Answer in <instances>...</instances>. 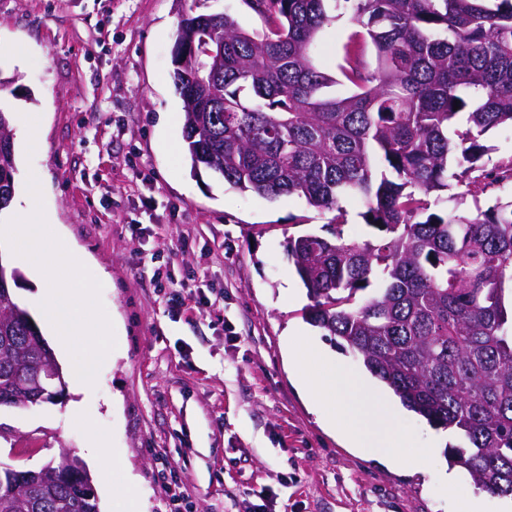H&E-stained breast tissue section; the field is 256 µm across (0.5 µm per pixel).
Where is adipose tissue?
I'll use <instances>...</instances> for the list:
<instances>
[{
	"label": "adipose tissue",
	"instance_id": "adipose-tissue-1",
	"mask_svg": "<svg viewBox=\"0 0 512 512\" xmlns=\"http://www.w3.org/2000/svg\"><path fill=\"white\" fill-rule=\"evenodd\" d=\"M311 354L322 364V372L316 377L306 370V359ZM288 360L313 407L352 447L370 450L394 465L421 467L420 456L406 454L405 438L394 426L395 415L385 396L373 393L347 374L336 357L320 348L309 349L300 339L289 338Z\"/></svg>",
	"mask_w": 512,
	"mask_h": 512
}]
</instances>
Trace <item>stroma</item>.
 <instances>
[{
    "mask_svg": "<svg viewBox=\"0 0 512 512\" xmlns=\"http://www.w3.org/2000/svg\"><path fill=\"white\" fill-rule=\"evenodd\" d=\"M185 0H0V75L18 94L0 101L28 116L39 146L15 129L16 217L40 181L45 218L102 286L117 346L85 406L110 429L121 469L148 512H170V487L189 512H512L478 490L446 451L459 436L404 406L395 425L421 469L389 466L328 430L284 352L287 337L336 351L306 321L307 291L287 258L289 238L323 234L331 213L290 196L270 202L171 149L169 114L182 110L172 52ZM337 15L317 48L343 63L357 31ZM189 248H180L181 239ZM195 276L199 302L174 311L152 278ZM57 403L0 409L11 438L0 463L38 469L88 439Z\"/></svg>",
    "mask_w": 512,
    "mask_h": 512,
    "instance_id": "stroma-1",
    "label": "stroma"
}]
</instances>
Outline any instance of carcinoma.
<instances>
[{"label": "carcinoma", "instance_id": "obj_1", "mask_svg": "<svg viewBox=\"0 0 512 512\" xmlns=\"http://www.w3.org/2000/svg\"><path fill=\"white\" fill-rule=\"evenodd\" d=\"M266 22L181 16L173 82L191 169L276 200L301 196L336 216L328 235L288 241L311 304L305 318L340 339L407 409L464 440L449 461L480 490L512 497V198L442 208L512 181L486 133L512 125V0H245ZM344 7L351 39L336 75L316 40ZM12 112L0 107V211L15 193ZM363 200L372 237H344L342 198ZM0 407L24 408L25 373L47 364L32 316L0 267ZM0 465V512H100L83 462Z\"/></svg>", "mask_w": 512, "mask_h": 512}]
</instances>
